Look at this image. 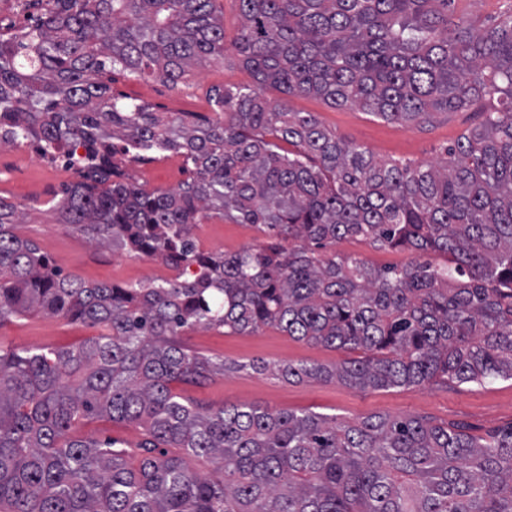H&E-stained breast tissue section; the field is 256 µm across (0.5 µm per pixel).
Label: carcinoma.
<instances>
[{"label": "carcinoma", "mask_w": 512, "mask_h": 512, "mask_svg": "<svg viewBox=\"0 0 512 512\" xmlns=\"http://www.w3.org/2000/svg\"><path fill=\"white\" fill-rule=\"evenodd\" d=\"M53 2L0 33V145L32 142L79 166L51 200L55 223L188 276L72 280L13 232L22 212L0 196V325L41 312L98 329L73 349L0 345V512H512V424L483 437L413 415L207 408L171 389L224 374V360L181 345L197 328L274 327L363 352L339 366L252 365L288 381L512 380V13L478 28L452 20L455 0H238L234 48L254 85L214 90L212 120L116 95L110 74L176 84L224 55L214 0ZM267 85L402 125L486 109L437 162L415 164L271 105ZM167 153L191 181L146 192L126 177V164ZM217 215L276 241L204 252L192 227ZM350 237L448 262L315 256ZM93 418L139 425L138 452L72 437ZM185 455L211 472L189 471Z\"/></svg>", "instance_id": "carcinoma-1"}]
</instances>
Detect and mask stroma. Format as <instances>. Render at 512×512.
<instances>
[{"label": "stroma", "instance_id": "35a3bbf8", "mask_svg": "<svg viewBox=\"0 0 512 512\" xmlns=\"http://www.w3.org/2000/svg\"><path fill=\"white\" fill-rule=\"evenodd\" d=\"M214 7L224 24L223 58L192 66L187 77L175 85L154 77L119 74L113 90L143 100L161 112L213 116L209 100L213 89L252 81L233 49L241 26L237 0H215ZM264 95L292 110L314 113L338 138L376 156L415 163L437 161L443 147L454 143L484 118L481 107L475 105L465 111L439 112L426 121L403 127L358 109L330 106L315 96H287L272 86L265 87ZM29 150L26 144L0 146V195L15 202L25 214L23 223L15 227L19 238L35 244L64 275L89 285L122 287L176 277V270L161 261L91 245L79 232L53 223L49 202L55 193L75 182L77 175L60 161L44 159L36 165L28 164ZM184 167L182 157L161 156L128 164L126 172L146 189H167L187 180ZM193 235L206 252H234L268 239L255 225L233 224L221 218L195 225ZM323 252L355 255L377 267L402 266L415 257L409 249L377 247L355 238L326 245ZM94 333V328L86 325L36 313L0 324V343L15 349L73 348ZM182 342L190 351L218 356L233 365L232 371L200 386L175 384V392L204 407L253 404L277 410H310L349 422L374 414L418 415L465 423L479 436L512 422V380L361 391L334 381L288 382L254 373L250 365L258 360L312 365L337 364L352 357L351 351L311 345L273 327L253 335L221 330L188 331Z\"/></svg>", "mask_w": 512, "mask_h": 512}]
</instances>
